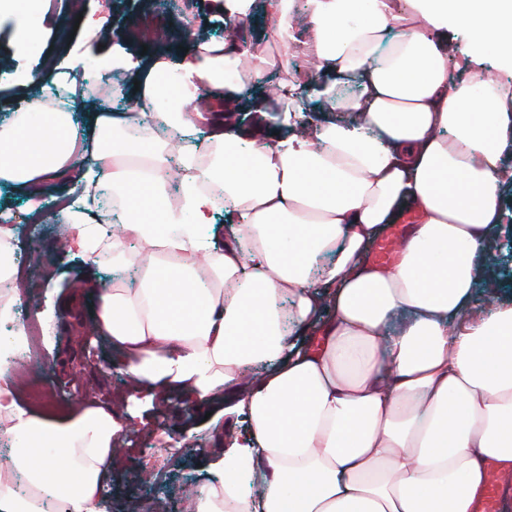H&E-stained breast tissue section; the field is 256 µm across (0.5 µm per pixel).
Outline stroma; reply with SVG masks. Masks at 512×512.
Instances as JSON below:
<instances>
[{"instance_id":"35a3bbf8","label":"stroma","mask_w":512,"mask_h":512,"mask_svg":"<svg viewBox=\"0 0 512 512\" xmlns=\"http://www.w3.org/2000/svg\"><path fill=\"white\" fill-rule=\"evenodd\" d=\"M69 0H43L28 8L26 15H0V124L23 107V85L30 71L54 61L58 71H66L71 57L81 54L86 42L97 44L99 54L120 46L125 52L141 55L143 49H161L171 61L182 59L184 52L175 35L189 28L192 39L223 40L224 0H182L178 9L153 11L154 25L165 28L164 44L130 39L126 29L143 0H80V12H72ZM112 20L107 37H98L92 23L101 16ZM41 28L38 44L25 37L28 26ZM307 104L306 122L319 124L334 119L350 121L347 112L330 113L317 91L334 82L325 72L299 73ZM502 207L504 232L496 238V247L486 259L490 287L477 290L479 300L495 297L512 301V183L504 185ZM25 197L0 188V214L7 216L14 231L15 251L26 260L38 293L39 308L49 302L68 301L70 311L56 316L49 331L54 341V370L49 380L54 404H73L75 394H83L101 406L116 408L117 421L136 414L143 422L134 431L120 432L121 459L113 463L108 476L110 494L106 512H192L189 487L215 482L224 476L217 461L224 454V399L216 397L210 412L199 411L194 403L172 392H157L154 400L129 389L124 371V355L107 337L93 333L88 343L75 339L72 329L91 330L92 301L85 282L110 283L112 270L106 266H85L73 252L72 242L61 238L59 230L47 224H24ZM113 406V405H112Z\"/></svg>"}]
</instances>
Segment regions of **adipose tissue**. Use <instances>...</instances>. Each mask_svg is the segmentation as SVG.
<instances>
[{
	"mask_svg": "<svg viewBox=\"0 0 512 512\" xmlns=\"http://www.w3.org/2000/svg\"><path fill=\"white\" fill-rule=\"evenodd\" d=\"M305 55L360 82L351 97L322 94L349 122L287 133L224 122L204 148L185 143L202 96L232 103L254 74L288 69L292 0H264L276 53L252 56L234 37L194 42L182 62L142 61L121 50L101 68L138 83L132 108L102 106L75 122L65 101L26 97L0 126V183L28 198L33 223L45 185L78 175L61 199L87 264L112 252L137 268L136 287H93V324L147 390L197 407L223 394L225 417L246 432L224 451L233 479L197 487L193 512H473L485 465L512 469V302L479 305L481 258L502 226L499 188L512 180V84L484 69L450 80L441 30L472 29L512 65V0H308ZM233 71L235 84L224 74ZM182 172L173 179L169 155ZM180 200L166 206L171 181ZM126 209L110 231L103 187ZM160 207L147 220L132 187ZM228 217L216 237L213 194ZM421 213L390 268L370 244L405 209ZM0 351V415L13 448L0 465V512H102L114 458L111 409L46 414L21 409ZM31 500L15 499V475Z\"/></svg>",
	"mask_w": 512,
	"mask_h": 512,
	"instance_id": "1",
	"label": "adipose tissue"
}]
</instances>
